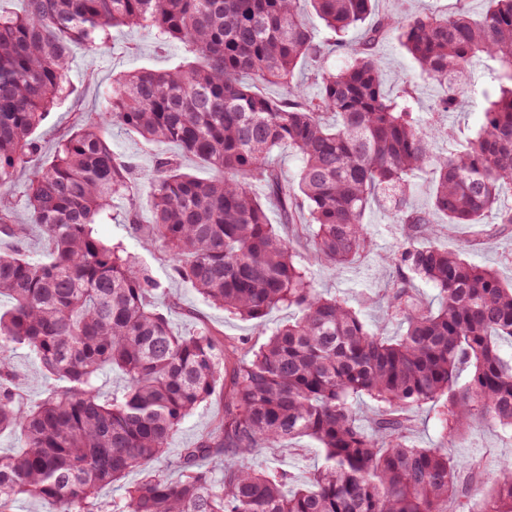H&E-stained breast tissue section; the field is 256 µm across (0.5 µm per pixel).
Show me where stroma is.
I'll use <instances>...</instances> for the list:
<instances>
[{
  "instance_id": "35a3bbf8",
  "label": "stroma",
  "mask_w": 512,
  "mask_h": 512,
  "mask_svg": "<svg viewBox=\"0 0 512 512\" xmlns=\"http://www.w3.org/2000/svg\"><path fill=\"white\" fill-rule=\"evenodd\" d=\"M484 8V0H405L401 5L396 4L395 0H375L372 15L377 19L401 14L451 15L464 9L476 16ZM376 53L385 89L392 94L404 89L412 92L420 111H428L441 89L436 82L421 74L412 57L401 47L396 35L391 34L381 40ZM184 58L181 45L159 44L153 31L145 27L113 29L110 47L103 53L94 54L84 47H75L68 72L75 93L57 106L36 130L35 135L41 143L37 165H47L53 158L59 139L81 119L101 108L104 95L112 86L113 75L141 68L165 70L178 65ZM109 135L113 150L133 168L134 190L142 200L139 208L141 227L133 229L125 208L121 207L113 211L111 221L95 225L96 236L106 242L123 241L131 255L148 268L150 275L161 285L155 296V304L167 314L175 332L184 333L195 327L207 326L221 337L242 343L245 347H259L266 340L265 329L286 324L294 315L293 309L285 306L273 309L266 316L264 327L260 328L255 322L225 315L223 310L210 305L191 285L176 277L160 251L147 249L144 228L151 221L149 205L145 201V177L153 170L162 153L174 154L178 148L174 145L159 147L117 127L110 128ZM15 221L27 224L26 234L14 237L0 231V250L29 259L49 260V245L39 228L28 225L27 216L21 210L16 212ZM365 221L376 231V246L369 255L341 273L317 264L312 265L317 284L324 292L332 294L352 287L359 291L368 290L370 295L375 296L381 294L390 281L395 279L394 266L384 260L392 243L389 215L383 208L374 205L367 211ZM444 241L449 248L462 251L469 259L496 267L503 276L512 275V225L488 236L483 233L481 225L457 224L449 229ZM12 362L22 376L18 394L24 402L39 400L54 386V379L46 375L38 359L27 350L13 351ZM222 408L223 400L219 397L204 403L184 420L170 440L165 454L153 460L147 471H132L120 482L103 486L99 491L100 500H122L127 488L136 484L144 473L170 475V459L199 441L213 427ZM408 417L412 425V437L417 445L463 449L465 455L482 461L486 476L494 475L500 459L512 455V437L498 429L483 424L475 425L465 444L460 445L443 436L433 412L427 408L411 410ZM319 462V452L314 442L306 437L294 440L279 457L263 454L253 460L254 466L258 468L278 465L287 469L297 486L309 482Z\"/></svg>"
}]
</instances>
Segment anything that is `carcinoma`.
Returning a JSON list of instances; mask_svg holds the SVG:
<instances>
[{
	"label": "carcinoma",
	"instance_id": "cac0c4a2",
	"mask_svg": "<svg viewBox=\"0 0 512 512\" xmlns=\"http://www.w3.org/2000/svg\"><path fill=\"white\" fill-rule=\"evenodd\" d=\"M0 9V230L20 234L27 211L52 251L47 263L0 252V432L20 447L0 455V512L20 498L49 512H512V460L473 499L463 477L481 467L445 448L414 443L401 412L429 406L444 436L475 423L512 433V284L441 244L447 226L512 224V0H486L481 16H405L367 23L372 0H23ZM312 10L347 46L339 69L325 65L304 13ZM148 27L180 43L187 59L167 70L116 76L105 111L92 113L35 166L34 133L73 95V47L99 49L116 27ZM427 78L444 89L425 117L404 91L388 95L375 47L387 31ZM314 67L320 92L295 82ZM278 85L271 98L257 84ZM481 96L484 120L459 148L437 151L448 128L436 117ZM333 117L328 122L327 117ZM119 126L160 146L175 144L213 176L182 171L164 154L149 178L151 241L173 273L207 301L263 323L274 308L297 317L261 347L241 350L208 328L177 334L153 303L159 285L123 243L93 225L114 204L139 223L133 168L112 149ZM300 159L288 183L275 151ZM432 169L429 211L412 208L415 177ZM28 173L27 192L11 193ZM392 204L397 277L379 297L386 336L347 293L327 297L279 223L305 238L314 260L338 272L374 250L365 223L372 203ZM437 291L438 307L414 291ZM25 348L61 381L28 405L16 397L10 352ZM118 369L126 385L104 400L95 380ZM468 371L467 379L462 372ZM224 391V411L208 432L170 462L173 480L149 474L124 500L104 505L98 490L162 455L183 420ZM375 403L360 424L362 398ZM320 449L309 483L255 468L297 438Z\"/></svg>",
	"mask_w": 512,
	"mask_h": 512
}]
</instances>
